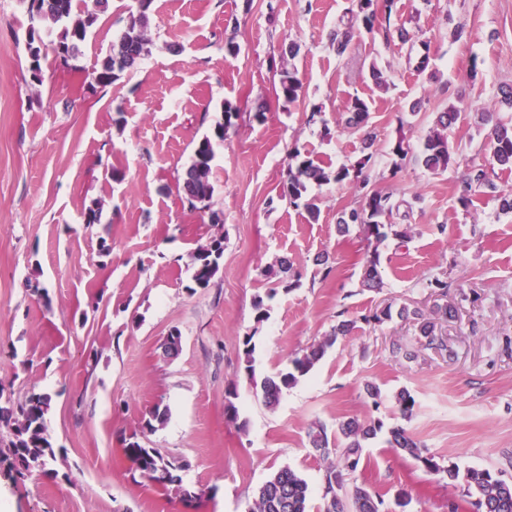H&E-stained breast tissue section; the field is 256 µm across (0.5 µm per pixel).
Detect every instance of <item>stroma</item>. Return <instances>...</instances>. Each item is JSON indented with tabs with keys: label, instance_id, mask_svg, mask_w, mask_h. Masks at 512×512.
Masks as SVG:
<instances>
[{
	"label": "stroma",
	"instance_id": "stroma-1",
	"mask_svg": "<svg viewBox=\"0 0 512 512\" xmlns=\"http://www.w3.org/2000/svg\"><path fill=\"white\" fill-rule=\"evenodd\" d=\"M134 5L110 0L78 59L61 66L46 57L37 83L29 16L20 0H0V386L17 402L33 387L52 395L48 430L61 451L58 478L36 474L16 486L0 473L6 512H249L284 466L307 480L310 512H321L325 462L307 431L349 418L402 426L440 463L511 480L512 212L490 194L463 209L456 184L463 166L487 161L479 115L499 84L512 85V0H398L401 23L431 41L423 73L396 37L366 35L336 56L328 34L351 0H152L147 54L99 87L93 71ZM459 23L470 41L451 40ZM230 39L240 47L233 58ZM292 42L303 91L289 103L269 60ZM474 64L483 71L475 82ZM374 66L388 91L373 84ZM353 94L370 100L378 134L370 184L424 197L406 241L374 248L358 230L338 233L341 210L361 197L355 187L310 185L314 224L281 197L290 151L331 170L359 157L344 111ZM227 100L239 116L215 146L210 207L192 211L179 180ZM450 103L461 111L448 138L457 166L439 175L411 161L395 168L388 142L404 138L420 153L433 112ZM95 205L99 223H85ZM216 234L220 270L192 288L190 255ZM374 250L383 286L366 290L360 272ZM283 257L301 272L298 286L266 276ZM435 278L447 290L428 287ZM259 299L268 310L261 322ZM445 305L452 317L436 315ZM387 307L391 320L371 322ZM404 307L433 315L443 348L423 345L418 321L399 317ZM342 320L356 329L267 408L240 366L243 337H254L261 377ZM173 330L182 346L170 358L163 343ZM402 389L417 402L407 419L395 408ZM229 402L245 428L228 421ZM156 405L168 409L166 423L141 431ZM134 432L189 462L184 479L203 489L198 503L184 507L133 480L119 448ZM354 479L391 505L407 493L404 512H448L459 495L445 475L389 448L385 432L367 442Z\"/></svg>",
	"mask_w": 512,
	"mask_h": 512
}]
</instances>
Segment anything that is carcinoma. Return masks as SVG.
Listing matches in <instances>:
<instances>
[{"mask_svg":"<svg viewBox=\"0 0 512 512\" xmlns=\"http://www.w3.org/2000/svg\"><path fill=\"white\" fill-rule=\"evenodd\" d=\"M30 18L46 25L28 31L27 51L30 58V71L34 81L42 82V46L44 36L56 34L51 41L55 61L61 65L75 59L81 52L88 31L95 26L99 16L107 10L109 0H26ZM138 10L130 13L129 22L123 33L112 43V52L107 55L94 71V81L107 87L118 78V73L136 67L147 51L149 28L148 10L151 0H137ZM397 0H352V7L345 19L329 35L330 44L336 55L343 57L351 50L354 42L365 34L383 33L390 40L392 32L407 40L408 32L403 27H392L397 17ZM303 84L297 70L285 62H280L279 92L288 102L297 100ZM349 114L347 123L361 132V156L351 164H343L334 171L338 184H354L364 189L369 180L365 169L369 166L376 141V133L367 122L368 102L358 96L349 98L346 106ZM238 112L231 102H224L220 120L215 122L212 135L204 136L196 145L190 165L182 178L184 198H197L201 204L192 206L194 210L209 208L214 192L210 179L211 162L214 159V144L224 141L226 130L232 126V118ZM459 119V110L449 105L435 113L432 126L427 131L419 160L426 170L441 174L457 165V160L448 147V134ZM481 124L485 129V141L489 148V162L486 165L466 166L456 187L458 204L465 210L474 206V199L481 193L496 192V184L489 171L512 170V117H504L497 109L480 113ZM328 180L325 168L313 158L295 149L288 154V162L283 181L282 197L294 206H303L309 221L319 219L320 210L306 198L308 185L320 184ZM422 201L421 194L412 193L409 197H395L391 192L373 189L366 192L363 201L357 206L342 211L338 219V230L349 231L350 226L369 242L383 243L393 236L400 240L409 238L405 221L409 220L413 209ZM395 218L388 223L384 219ZM224 255V236L217 235L206 247H199L191 254L192 280L199 288H205L220 270ZM379 254L372 252L366 259L361 285L376 288L381 283ZM413 316L420 321V336L431 349L443 347L442 339L435 334V325L421 310L400 309L399 316ZM356 328L353 320H342L323 341L313 344L295 355L290 365L276 373L256 379L253 336L243 337L241 360L250 385L260 395L268 407L279 403L283 391L295 386L307 376L323 357L327 348L333 346L340 336L349 335ZM50 393L33 388L21 403L0 388V422L10 429L9 451L0 457V470L9 480L17 484L34 472L50 478L59 475L55 469L57 452L53 446L47 427V414L51 406ZM416 406L415 398L407 390L395 396V407L400 416L409 418ZM167 409L154 407L144 416L141 429L155 430L165 422ZM382 421L361 423L354 418L338 423L336 442L329 439L327 427L318 422L311 426L307 436L309 445L323 459L328 461L322 483L323 512H383L384 499L371 492L363 484H353L347 496L339 494L345 485L346 477L354 474L361 464L362 448L366 441L382 431ZM388 444L398 453L407 455L419 462L426 470L443 473L448 483L461 489L462 496L470 505L471 512H512V482L501 478V474L486 469H468L460 472L458 465L440 464L435 456L426 452L404 428L393 426L388 430ZM121 452L130 461L139 475L148 482L174 495L184 503H191L203 495V491L184 482L181 472L188 464L151 448L133 433L121 438ZM310 489L307 481L294 469L284 466L273 471L259 487L250 512H309Z\"/></svg>","mask_w":512,"mask_h":512,"instance_id":"cac0c4a2","label":"carcinoma"}]
</instances>
